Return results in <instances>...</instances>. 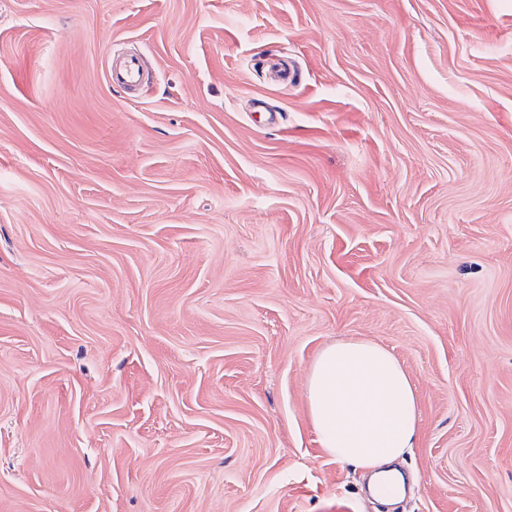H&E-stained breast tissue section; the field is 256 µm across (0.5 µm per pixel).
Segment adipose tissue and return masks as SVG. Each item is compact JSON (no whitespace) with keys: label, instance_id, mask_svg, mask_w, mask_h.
Returning a JSON list of instances; mask_svg holds the SVG:
<instances>
[{"label":"adipose tissue","instance_id":"1","mask_svg":"<svg viewBox=\"0 0 512 512\" xmlns=\"http://www.w3.org/2000/svg\"><path fill=\"white\" fill-rule=\"evenodd\" d=\"M306 400L328 455L373 470L374 481L399 480L391 464L413 445L417 400L388 349L364 339L324 347L312 364Z\"/></svg>","mask_w":512,"mask_h":512}]
</instances>
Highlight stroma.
Here are the masks:
<instances>
[{"label":"stroma","mask_w":512,"mask_h":512,"mask_svg":"<svg viewBox=\"0 0 512 512\" xmlns=\"http://www.w3.org/2000/svg\"><path fill=\"white\" fill-rule=\"evenodd\" d=\"M347 338L396 505L308 416ZM351 506L512 512V0H0V512ZM138 66L135 59H124L111 65L108 77L118 85L129 86L137 77ZM307 408L321 448L358 468L375 470L380 481L402 476L385 468L413 448L417 400L409 376L385 347L348 339L316 356L306 387Z\"/></svg>","instance_id":"1"}]
</instances>
